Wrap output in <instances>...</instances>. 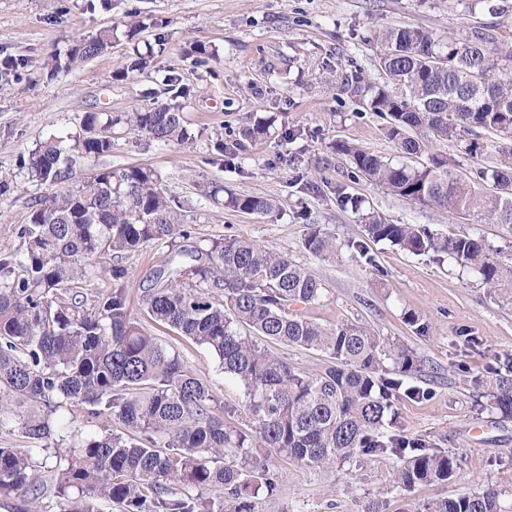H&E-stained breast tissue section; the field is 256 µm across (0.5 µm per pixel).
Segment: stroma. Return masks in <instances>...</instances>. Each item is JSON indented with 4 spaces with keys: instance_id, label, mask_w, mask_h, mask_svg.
Returning <instances> with one entry per match:
<instances>
[{
    "instance_id": "obj_1",
    "label": "stroma",
    "mask_w": 512,
    "mask_h": 512,
    "mask_svg": "<svg viewBox=\"0 0 512 512\" xmlns=\"http://www.w3.org/2000/svg\"><path fill=\"white\" fill-rule=\"evenodd\" d=\"M411 26L465 35L478 27L512 38V0H0V63L12 64L0 79V253L20 247L17 231L47 188L28 181L21 159L50 134L76 132L88 112L121 115L161 105L179 106L194 140L165 144L115 129L112 152L78 159L73 181L101 168L140 166L155 171L159 186L192 214L195 241L236 235L304 265L326 287L322 301L292 305L293 314L325 326L355 323L414 350L423 365L415 385L420 399L394 404L404 432L457 454L455 477L389 491L396 461L362 456L327 469L276 461L279 489L256 502L258 512H364L384 497L386 512L453 498L491 483L512 512V420L480 412L472 373L512 353V304L490 296L481 281L432 255H414L386 242L367 241L363 217L376 213L392 224H418L439 235L472 223L434 204L393 195L355 173L344 146L395 164L404 159L386 135V122L341 90L359 75L380 81L383 27ZM113 29L112 46L93 59L56 66L80 39ZM147 66L122 79L114 73L137 56ZM267 125L256 140L244 128ZM482 151L441 141L434 152L456 172L504 162L482 134ZM427 163V155L408 159ZM273 199L267 215L246 214L214 203L197 184ZM336 241L334 256L303 247L309 225ZM366 241L361 256L354 242ZM161 258L146 245L122 263L131 280L130 310L208 381L220 402L244 395L225 379L205 348L155 324L140 302L142 276ZM414 312L425 331L409 324Z\"/></svg>"
}]
</instances>
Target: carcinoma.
<instances>
[{
	"label": "carcinoma",
	"mask_w": 512,
	"mask_h": 512,
	"mask_svg": "<svg viewBox=\"0 0 512 512\" xmlns=\"http://www.w3.org/2000/svg\"><path fill=\"white\" fill-rule=\"evenodd\" d=\"M375 39L384 81L356 76L342 90L386 118L387 135L401 154L417 157L434 140L469 136L466 150L473 154L483 132L512 141V52L502 51L494 35L481 28L441 38L423 27H388ZM111 46L110 30L82 39L66 54L65 66ZM120 123L154 141L192 140L180 107L116 118L87 112L78 132L51 136L21 160L28 179L52 192L18 229L21 256L0 254V431H16L27 444L0 446V500H14L12 512H37L45 486L31 461L51 448L53 490L66 512H99L100 500L121 512H255V499L277 490L273 456L308 468L393 456L399 461L393 488L401 490L451 479L460 458L408 437L393 410L399 392L427 394L409 384L421 370L415 352L357 324L329 328L290 313L292 305L325 295L307 268L251 240L191 244L183 205L164 194L148 168L100 169L75 187L55 190L70 181L77 158L112 152V127ZM346 151L357 172L406 201L512 226V194L480 192L484 183L512 182V162L464 178L437 154L413 168ZM228 205L249 214L274 207L268 198L243 195L230 196ZM365 232L415 255L431 251L512 303V266L476 228L440 237L371 214ZM150 242L167 251L143 278L145 310L210 350L224 376L242 387L241 405L214 412L211 385L130 313L129 272L121 260ZM303 246L317 257L336 251L315 226ZM100 275L112 281L104 291L92 288ZM268 341L319 352L328 365L321 374H302L265 347ZM471 384L486 398L484 410L512 419V356L486 365ZM71 404L85 405L90 421H118L125 432H72L58 417ZM235 414L248 428L224 420ZM406 512L504 510L501 491L487 484Z\"/></svg>",
	"instance_id": "carcinoma-1"
}]
</instances>
